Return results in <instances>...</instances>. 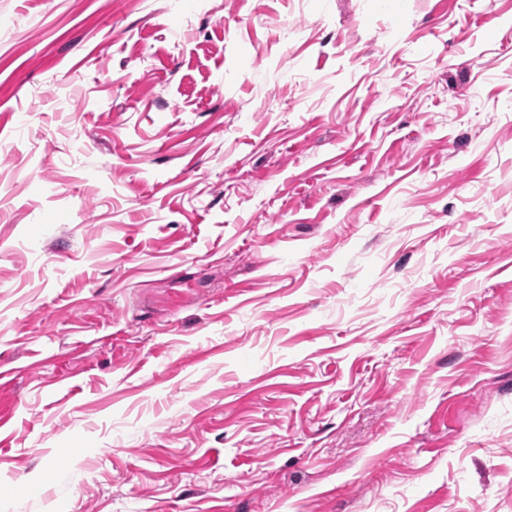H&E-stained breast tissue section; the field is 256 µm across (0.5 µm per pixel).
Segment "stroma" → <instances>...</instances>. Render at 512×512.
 <instances>
[{
    "instance_id": "obj_1",
    "label": "stroma",
    "mask_w": 512,
    "mask_h": 512,
    "mask_svg": "<svg viewBox=\"0 0 512 512\" xmlns=\"http://www.w3.org/2000/svg\"><path fill=\"white\" fill-rule=\"evenodd\" d=\"M1 113L0 512H512V0H0Z\"/></svg>"
}]
</instances>
